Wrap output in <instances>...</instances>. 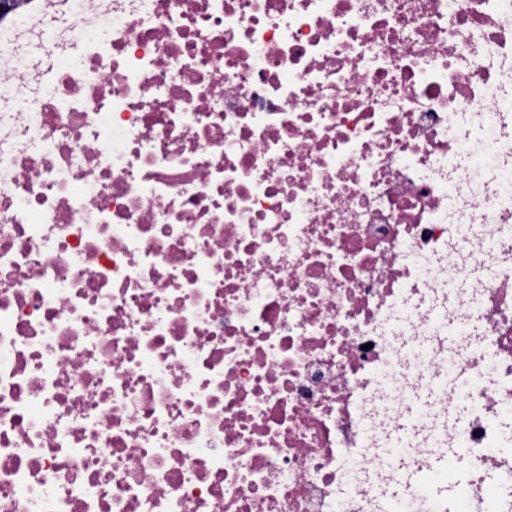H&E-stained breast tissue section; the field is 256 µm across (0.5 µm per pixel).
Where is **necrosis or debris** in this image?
Wrapping results in <instances>:
<instances>
[{"instance_id":"obj_1","label":"necrosis or debris","mask_w":512,"mask_h":512,"mask_svg":"<svg viewBox=\"0 0 512 512\" xmlns=\"http://www.w3.org/2000/svg\"><path fill=\"white\" fill-rule=\"evenodd\" d=\"M510 417L512 0L0 21V512H512ZM451 463L452 460H448L447 468L442 472L447 477V488L446 484L437 483L432 485V491L434 493L438 491L442 497L448 496V507L453 510L454 500L460 497L464 489L467 479V465L465 460L462 459L460 463L452 464L448 468Z\"/></svg>"}]
</instances>
